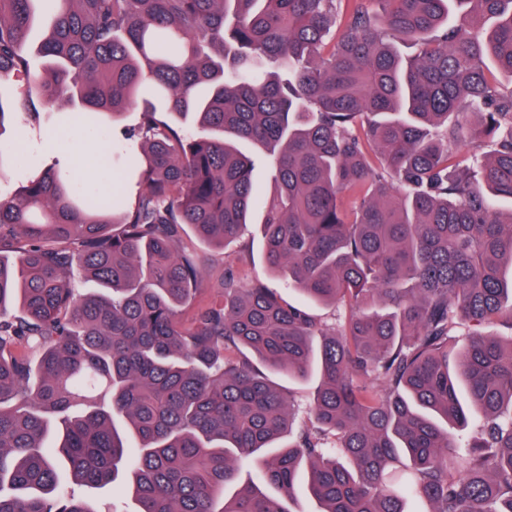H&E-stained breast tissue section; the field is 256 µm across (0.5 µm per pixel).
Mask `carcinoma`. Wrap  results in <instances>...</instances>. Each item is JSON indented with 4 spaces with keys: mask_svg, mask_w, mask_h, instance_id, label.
Returning a JSON list of instances; mask_svg holds the SVG:
<instances>
[{
    "mask_svg": "<svg viewBox=\"0 0 512 512\" xmlns=\"http://www.w3.org/2000/svg\"><path fill=\"white\" fill-rule=\"evenodd\" d=\"M11 82L0 128L139 109L143 190L57 159L0 200V512L123 480L138 512H512V342L481 331L512 322V0H0ZM242 143L266 263L332 326L183 243L250 223ZM312 370L300 421L272 376Z\"/></svg>",
    "mask_w": 512,
    "mask_h": 512,
    "instance_id": "obj_1",
    "label": "carcinoma"
}]
</instances>
